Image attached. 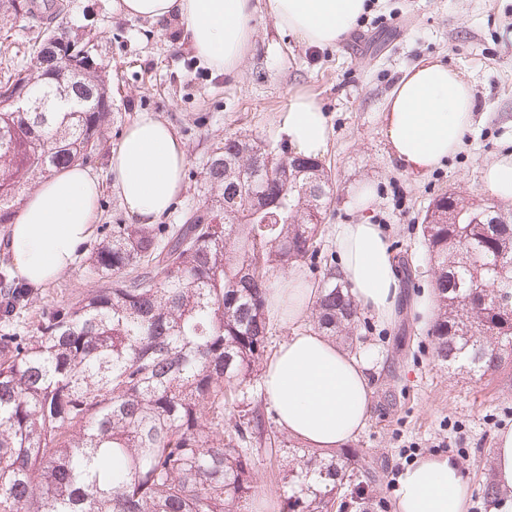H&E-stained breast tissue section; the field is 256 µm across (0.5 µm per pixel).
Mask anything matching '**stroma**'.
<instances>
[{
  "label": "stroma",
  "mask_w": 512,
  "mask_h": 512,
  "mask_svg": "<svg viewBox=\"0 0 512 512\" xmlns=\"http://www.w3.org/2000/svg\"><path fill=\"white\" fill-rule=\"evenodd\" d=\"M59 21L71 33L94 37L112 76V126L105 155L93 169L106 175L109 152L143 112L171 124L187 148L184 190L163 216L183 223L200 207L201 176L212 151L236 134L280 145L277 120L292 98L305 94L322 108L329 145L323 156L334 199L314 258L300 270L320 287L337 261V225L359 221L347 203L351 187H375L372 218L386 228L399 277L400 297L391 324L361 314L359 350L372 354V414L352 445L381 476L378 493L393 502L399 473L415 459L440 453L457 459L470 484L469 512H488L481 486L501 430L512 428V386L452 373L433 355L429 320L418 300L433 295L431 264L420 224L439 195L484 198L483 173L512 148V0H369L370 10L340 42L310 46L280 31L265 11L252 19L253 37L240 68L214 70L183 36L179 21L130 19L113 0H63ZM424 59H440L471 85L475 122L462 150L424 176L401 170L391 158L382 113L403 73ZM88 257L36 291V301L0 322V334L25 333L43 311L75 301L98 287ZM257 488L247 512H281L268 493L282 492L287 465L256 455Z\"/></svg>",
  "instance_id": "1"
}]
</instances>
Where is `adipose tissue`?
I'll return each instance as SVG.
<instances>
[{
    "label": "adipose tissue",
    "mask_w": 512,
    "mask_h": 512,
    "mask_svg": "<svg viewBox=\"0 0 512 512\" xmlns=\"http://www.w3.org/2000/svg\"><path fill=\"white\" fill-rule=\"evenodd\" d=\"M125 17L152 23L178 20L199 57L215 69L236 71L251 44L253 0H113ZM276 26L310 45L340 41L367 9L366 0H266ZM470 85L437 60L409 68L383 113L391 156L407 172L426 174L457 154L474 124ZM277 134L295 154L318 157L328 148L326 118L310 97H293L277 121ZM187 150L175 129L141 113L110 156L107 179L80 164L40 180L26 194L5 248L15 277L43 288L74 266L94 237L99 199L111 190L140 224L168 214L182 189ZM339 281L348 283L358 308L381 322L394 316L397 273L383 225L360 219L337 225ZM315 294L296 273L277 282L270 311L294 321L306 316ZM367 361L313 331L279 345L262 374V387L279 424L322 451L353 440L370 418ZM396 512H467L468 482L459 463L437 454L414 460L398 477Z\"/></svg>",
    "instance_id": "adipose-tissue-1"
}]
</instances>
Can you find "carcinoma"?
I'll list each match as a JSON object with an SVG mask.
<instances>
[{
	"instance_id": "obj_1",
	"label": "carcinoma",
	"mask_w": 512,
	"mask_h": 512,
	"mask_svg": "<svg viewBox=\"0 0 512 512\" xmlns=\"http://www.w3.org/2000/svg\"><path fill=\"white\" fill-rule=\"evenodd\" d=\"M76 99L48 67L13 65L3 89ZM112 101L80 112H13L0 98V224L61 166L99 156ZM240 200L224 210V170ZM208 197L183 224H117L92 262L101 284L43 312L25 336L0 335V512H243L257 474L289 451L264 421L226 406L267 360L272 278L315 253L333 183L320 160L224 137L203 175ZM498 204L455 192L420 224L434 265L437 313L427 334L444 364L484 377L512 365V223ZM33 302L0 289V320ZM359 321L348 288L328 277L311 327L348 342ZM282 512H370L379 477L357 453L290 451Z\"/></svg>"
}]
</instances>
